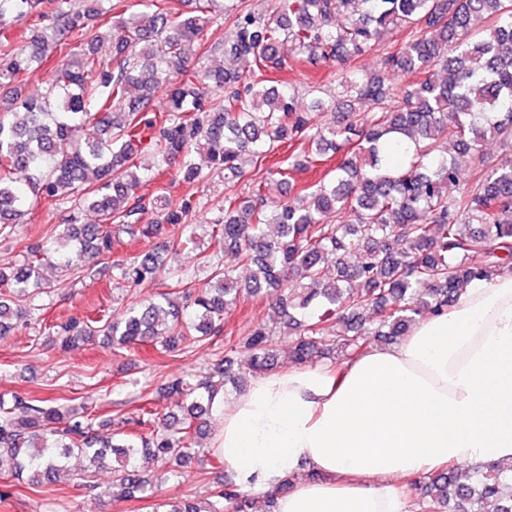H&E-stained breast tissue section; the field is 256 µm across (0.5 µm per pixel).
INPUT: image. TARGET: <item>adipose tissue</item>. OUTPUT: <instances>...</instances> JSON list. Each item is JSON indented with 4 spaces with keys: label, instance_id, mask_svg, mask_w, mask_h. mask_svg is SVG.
<instances>
[{
    "label": "adipose tissue",
    "instance_id": "obj_1",
    "mask_svg": "<svg viewBox=\"0 0 512 512\" xmlns=\"http://www.w3.org/2000/svg\"><path fill=\"white\" fill-rule=\"evenodd\" d=\"M212 449L275 512H408L413 477L512 462V273L473 280L396 344L252 381Z\"/></svg>",
    "mask_w": 512,
    "mask_h": 512
}]
</instances>
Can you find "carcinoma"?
<instances>
[{
	"instance_id": "obj_1",
	"label": "carcinoma",
	"mask_w": 512,
	"mask_h": 512,
	"mask_svg": "<svg viewBox=\"0 0 512 512\" xmlns=\"http://www.w3.org/2000/svg\"><path fill=\"white\" fill-rule=\"evenodd\" d=\"M174 13L169 0H0V234L24 222L36 200L69 205L58 232L33 244L16 270L0 267V285L20 297L43 286L49 265L79 274L112 255L126 234L149 244L173 227L174 250H196L198 224L191 197L177 207L165 192H141L150 178L134 162L139 149L179 167L183 181L203 170L224 175V218L210 225L215 248L235 255L231 266L210 268L204 287L186 296L184 274L163 264L153 247L113 261L114 280L133 288L161 281L164 291L124 314L52 326L63 346L102 335L112 353L151 344L186 352L224 330V316L248 296L278 295L280 313L295 325L291 359L297 365L348 359L373 342L396 343L420 316L444 313L472 280L512 272V165L491 164L479 139L492 135L512 146V0H279L275 12L228 8L226 0H191ZM232 18L224 38L209 41L213 12ZM32 19L28 41L16 44L8 20ZM107 22L112 59L99 57ZM412 34L386 53L379 71L339 79L357 101L393 102L382 112L350 111L320 121L323 103L299 112L288 82L290 64L314 66L364 55L393 31ZM225 65L199 66L202 52ZM58 55L47 91L18 101L19 77ZM251 59L249 74L232 63ZM394 74L418 79L395 91ZM167 105L152 106L161 87ZM95 122L98 137H81ZM473 159L461 183L458 164L441 142ZM287 165L267 169L247 195L232 191L247 162L261 164L281 147ZM328 153L341 156L334 179L282 194L289 172L307 169ZM26 173L25 182L15 172ZM279 234H271V228ZM371 309L372 320L361 311ZM28 315L0 300V336ZM236 351L252 374L277 367L272 334L253 321ZM231 357L188 381L166 379L160 396L178 397L180 415L153 408L141 393L136 416L117 417L111 436L102 423L48 399L0 397V463L40 483L74 459L88 488L93 472L112 464L114 499L154 493L138 455L173 472L200 451L214 406L227 385L239 386ZM130 424L135 429L126 432ZM512 464L487 463L464 476L443 469L409 482L429 512H512ZM246 497L224 481L203 508L157 503L162 512H246Z\"/></svg>"
}]
</instances>
